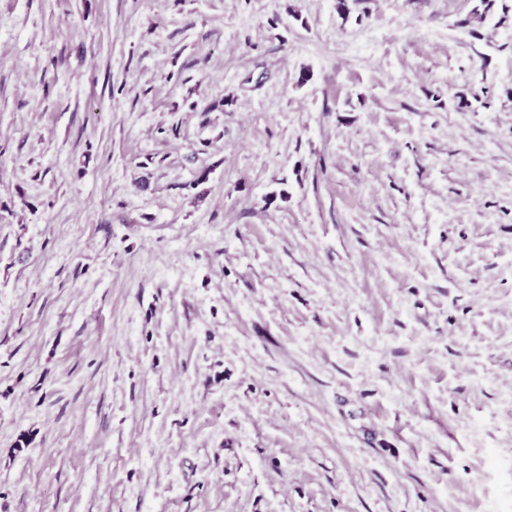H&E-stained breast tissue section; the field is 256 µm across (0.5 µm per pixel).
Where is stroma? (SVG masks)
Segmentation results:
<instances>
[{
  "instance_id": "stroma-1",
  "label": "stroma",
  "mask_w": 512,
  "mask_h": 512,
  "mask_svg": "<svg viewBox=\"0 0 512 512\" xmlns=\"http://www.w3.org/2000/svg\"><path fill=\"white\" fill-rule=\"evenodd\" d=\"M0 512H512V0H0Z\"/></svg>"
}]
</instances>
